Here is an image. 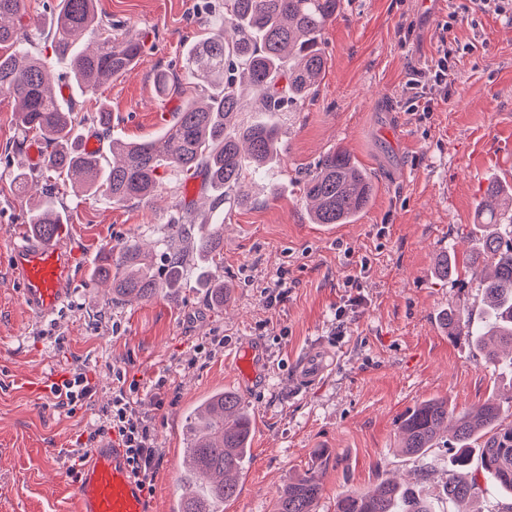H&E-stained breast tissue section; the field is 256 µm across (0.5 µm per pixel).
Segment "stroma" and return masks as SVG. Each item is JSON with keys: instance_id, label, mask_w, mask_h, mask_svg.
Listing matches in <instances>:
<instances>
[{"instance_id": "35a3bbf8", "label": "stroma", "mask_w": 512, "mask_h": 512, "mask_svg": "<svg viewBox=\"0 0 512 512\" xmlns=\"http://www.w3.org/2000/svg\"><path fill=\"white\" fill-rule=\"evenodd\" d=\"M96 2L99 18L143 36L144 48L131 71L86 101L84 138L95 141L91 118L103 104L114 137H155L180 101L161 100L154 77L184 74L183 51L210 35L218 0ZM444 41L458 50L451 83L428 89L433 112L412 111L409 76ZM322 48L327 66L316 93L282 117L279 158L247 205L224 209L219 274L232 291L224 308L198 288L201 259L169 226L177 190L207 215L195 178L182 189L165 183L147 203L63 195L77 251L74 286L56 320H32L7 270L31 202L0 179V512H75L71 451L102 421L120 373L138 384V408L162 451L154 512L176 508L188 411L221 389L240 394L253 423L224 512H274L282 487L319 448L331 458L317 512H334L341 495L387 481L414 488L436 512H452L441 495L452 449L441 441L420 457L400 453V421L431 398L462 411L494 391L512 395L511 375L440 324L451 310L481 319L479 277L467 265L486 221L479 205L489 182L512 186V16L476 12L471 0H343ZM333 149L371 175L375 195L355 223L327 232L310 223L298 182ZM129 240L146 244L158 265L166 248L186 250L183 286L113 303L91 271L105 249ZM444 254L461 268L459 281L435 275ZM245 342L260 359L243 386L230 357ZM320 349L327 370L298 390L300 361ZM76 368L96 392L68 410L45 387ZM161 376L168 383L154 390Z\"/></svg>"}]
</instances>
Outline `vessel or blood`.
Instances as JSON below:
<instances>
[{
	"mask_svg": "<svg viewBox=\"0 0 512 512\" xmlns=\"http://www.w3.org/2000/svg\"><path fill=\"white\" fill-rule=\"evenodd\" d=\"M73 254L64 235L22 236L9 256V273L32 319L53 318L70 292ZM79 512H152L127 465L123 449L103 443L92 448L73 484Z\"/></svg>",
	"mask_w": 512,
	"mask_h": 512,
	"instance_id": "b4317fda",
	"label": "vessel or blood"
}]
</instances>
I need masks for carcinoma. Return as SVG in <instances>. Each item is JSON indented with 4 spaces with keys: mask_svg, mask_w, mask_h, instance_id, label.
Here are the masks:
<instances>
[{
    "mask_svg": "<svg viewBox=\"0 0 512 512\" xmlns=\"http://www.w3.org/2000/svg\"><path fill=\"white\" fill-rule=\"evenodd\" d=\"M343 0H224V14L215 32L196 43L186 55L187 73L200 88L195 96L175 72L155 77L156 92L166 99L183 98L174 121L162 134L145 142L112 138V112L101 106L93 121L108 141L107 158L82 147L79 116L83 102L63 97L50 71L31 51V31L50 42L55 56L69 64L74 88L93 96L117 75L133 68L143 43L129 33H112L115 24L102 23L96 0H59L49 29L25 23L27 0H0V43L14 47L0 53V95L17 103L22 131L41 145L37 170L16 167L11 183L21 193L45 179L42 197L28 211L27 223L39 237H53L64 215L57 206L58 183L78 185L92 197L113 204L149 201L161 185L160 171L183 179L203 177L213 191L210 211L224 213L225 204L247 200L246 174H259L278 156L280 127L272 120L296 106L318 87L326 70L322 49L324 31L340 13ZM101 37L92 50L77 49L78 40L92 28ZM266 118L240 119L248 107ZM314 224H352L368 208L374 185L347 153L323 155L301 181ZM177 235L186 239L197 223L195 203L179 200ZM196 249L221 264L224 252L222 223H214L193 241ZM164 278L146 262L136 240L105 251L94 268L93 282L112 283V301L145 300L161 288L182 285L186 251L166 253ZM483 264L481 286L484 308L475 328L463 313L449 312L443 325L451 337L466 336L488 362L500 363L498 350L512 348V230L486 232L474 259ZM204 286L217 306H224L229 290L224 279L206 275ZM512 397L489 396L475 412H457L446 399L420 402L403 417V452L422 456L442 438L457 448L449 461L443 492L452 503L476 496L478 477L505 494H512ZM251 434V420L242 398L233 391L215 392L187 416L183 456L184 477L177 512H224V502L237 488L230 475L241 469ZM324 464L311 465L288 482L275 512H316L323 491ZM335 512H434L433 504L411 488L383 483L365 493L350 492L336 500Z\"/></svg>",
    "mask_w": 512,
    "mask_h": 512,
    "instance_id": "1",
    "label": "carcinoma"
}]
</instances>
